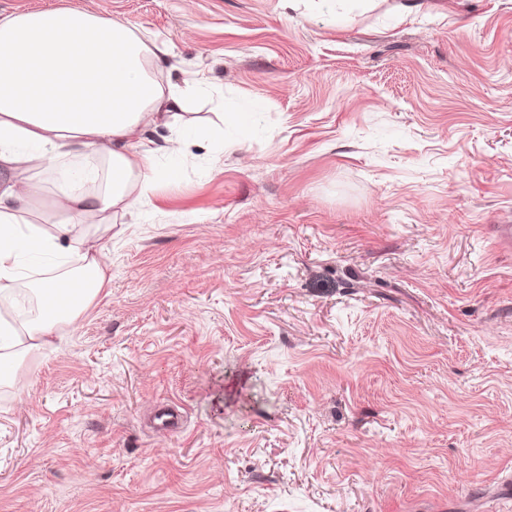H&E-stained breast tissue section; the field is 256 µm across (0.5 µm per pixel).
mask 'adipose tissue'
Returning a JSON list of instances; mask_svg holds the SVG:
<instances>
[{
  "label": "adipose tissue",
  "mask_w": 512,
  "mask_h": 512,
  "mask_svg": "<svg viewBox=\"0 0 512 512\" xmlns=\"http://www.w3.org/2000/svg\"><path fill=\"white\" fill-rule=\"evenodd\" d=\"M167 54L165 43H145L126 23L87 11L0 14V294L24 280L43 302L35 319H0V384L16 382L20 359L48 344L109 283L102 252L80 224L131 213L155 184L157 155L179 159L191 138L186 128L162 147L149 137L162 116L186 110L200 90L154 79ZM92 157L99 165L73 179V168ZM32 170L62 183L57 208L67 220L51 233L26 218L43 193L24 177ZM31 237L45 251L68 249L78 266L23 273L20 250Z\"/></svg>",
  "instance_id": "1"
}]
</instances>
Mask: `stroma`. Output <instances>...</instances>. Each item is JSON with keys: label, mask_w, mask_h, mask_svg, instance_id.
Masks as SVG:
<instances>
[{"label": "stroma", "mask_w": 512, "mask_h": 512, "mask_svg": "<svg viewBox=\"0 0 512 512\" xmlns=\"http://www.w3.org/2000/svg\"><path fill=\"white\" fill-rule=\"evenodd\" d=\"M56 8L165 42L206 91L151 137L205 134L83 225L112 280L0 386V512H512V0H0Z\"/></svg>", "instance_id": "obj_1"}]
</instances>
